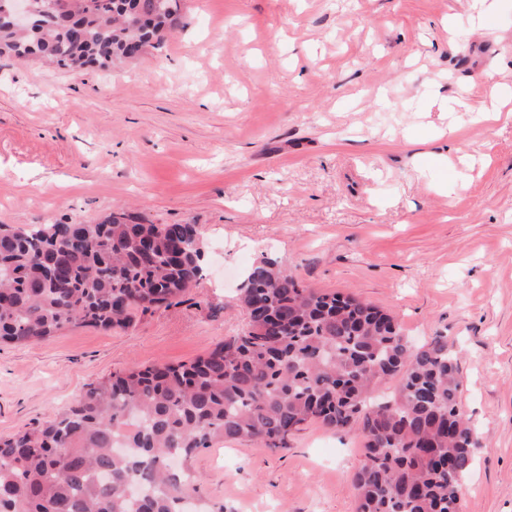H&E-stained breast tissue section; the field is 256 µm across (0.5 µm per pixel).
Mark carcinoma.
<instances>
[{
    "label": "carcinoma",
    "instance_id": "obj_1",
    "mask_svg": "<svg viewBox=\"0 0 512 512\" xmlns=\"http://www.w3.org/2000/svg\"><path fill=\"white\" fill-rule=\"evenodd\" d=\"M0 58L109 69L179 27L180 0H29ZM203 277L194 224L120 212L94 224L0 225V343L69 325H131ZM247 329L204 357L114 372L56 417L0 438V512H224L197 454L222 441L286 451L312 422L354 434L357 512H460L474 431L448 337L414 345L354 295L305 285L263 256L238 287ZM395 391L378 394L389 380ZM140 493L129 496L125 486Z\"/></svg>",
    "mask_w": 512,
    "mask_h": 512
}]
</instances>
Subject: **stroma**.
Segmentation results:
<instances>
[{
	"instance_id": "obj_1",
	"label": "stroma",
	"mask_w": 512,
	"mask_h": 512,
	"mask_svg": "<svg viewBox=\"0 0 512 512\" xmlns=\"http://www.w3.org/2000/svg\"><path fill=\"white\" fill-rule=\"evenodd\" d=\"M181 21L109 73L0 61V224H193L204 268L128 328L0 344V437L241 333L267 255L448 338L479 437L462 510L512 512V0H182ZM363 461L313 423L193 468L229 512H356Z\"/></svg>"
}]
</instances>
